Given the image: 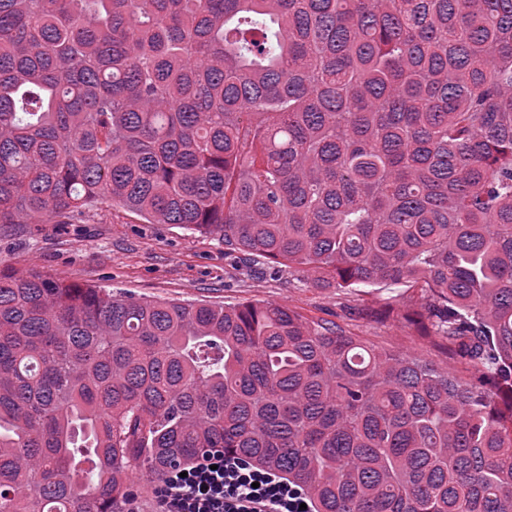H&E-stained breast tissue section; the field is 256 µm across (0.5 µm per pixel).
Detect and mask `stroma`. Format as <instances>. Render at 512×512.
Here are the masks:
<instances>
[{"instance_id": "stroma-1", "label": "stroma", "mask_w": 512, "mask_h": 512, "mask_svg": "<svg viewBox=\"0 0 512 512\" xmlns=\"http://www.w3.org/2000/svg\"><path fill=\"white\" fill-rule=\"evenodd\" d=\"M37 270L113 293L162 300L280 303L309 319L334 322L386 348L413 350L411 290L310 288L267 269L233 275L218 236L175 224H147L108 203L71 224H0V267Z\"/></svg>"}]
</instances>
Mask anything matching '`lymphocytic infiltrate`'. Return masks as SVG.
Returning <instances> with one entry per match:
<instances>
[{
    "label": "lymphocytic infiltrate",
    "mask_w": 512,
    "mask_h": 512,
    "mask_svg": "<svg viewBox=\"0 0 512 512\" xmlns=\"http://www.w3.org/2000/svg\"><path fill=\"white\" fill-rule=\"evenodd\" d=\"M302 487L215 450L187 474L172 471L154 493L152 512H300Z\"/></svg>",
    "instance_id": "1"
}]
</instances>
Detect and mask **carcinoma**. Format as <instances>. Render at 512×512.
Here are the masks:
<instances>
[{"instance_id":"carcinoma-1","label":"carcinoma","mask_w":512,"mask_h":512,"mask_svg":"<svg viewBox=\"0 0 512 512\" xmlns=\"http://www.w3.org/2000/svg\"><path fill=\"white\" fill-rule=\"evenodd\" d=\"M104 203L415 288L421 351L0 268V512L213 448L312 512H512V0H0V224Z\"/></svg>"}]
</instances>
